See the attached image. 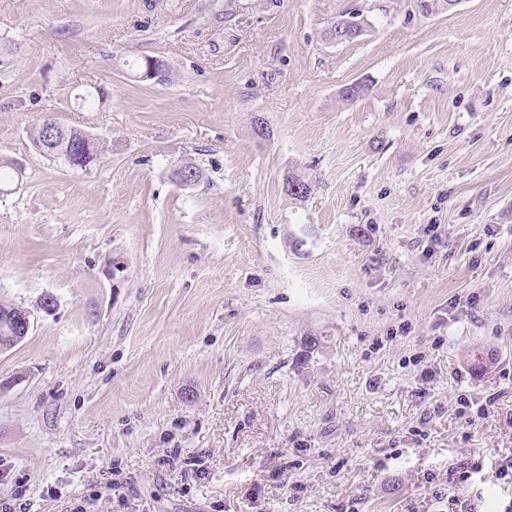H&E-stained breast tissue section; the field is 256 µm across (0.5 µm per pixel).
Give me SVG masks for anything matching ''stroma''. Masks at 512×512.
<instances>
[{
	"instance_id": "obj_1",
	"label": "stroma",
	"mask_w": 512,
	"mask_h": 512,
	"mask_svg": "<svg viewBox=\"0 0 512 512\" xmlns=\"http://www.w3.org/2000/svg\"><path fill=\"white\" fill-rule=\"evenodd\" d=\"M351 12L364 35L330 41ZM145 56L170 80L129 70ZM45 112L99 139L90 167L33 149ZM1 155L24 174L0 195V301L33 315L0 353V506L441 512L433 482L474 457L498 512L512 0H0ZM187 160L191 187L169 176Z\"/></svg>"
}]
</instances>
